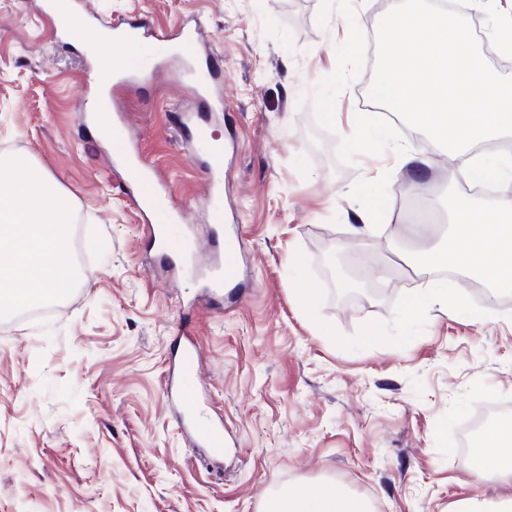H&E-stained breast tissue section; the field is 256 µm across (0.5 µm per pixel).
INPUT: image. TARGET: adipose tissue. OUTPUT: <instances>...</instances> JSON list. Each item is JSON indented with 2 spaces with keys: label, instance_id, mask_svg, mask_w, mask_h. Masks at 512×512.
<instances>
[{
  "label": "adipose tissue",
  "instance_id": "ef3b65f1",
  "mask_svg": "<svg viewBox=\"0 0 512 512\" xmlns=\"http://www.w3.org/2000/svg\"><path fill=\"white\" fill-rule=\"evenodd\" d=\"M81 48L104 69L97 74L94 91L87 104L91 133L104 143H112L116 136L112 125L110 93L119 77V71L109 61L125 49L112 31L98 30L92 39H84L82 31H73ZM471 459L482 468H488L500 479L512 481V425L495 424L475 440ZM265 512H363L348 495L335 487L321 485L300 487L295 490L266 498Z\"/></svg>",
  "mask_w": 512,
  "mask_h": 512
}]
</instances>
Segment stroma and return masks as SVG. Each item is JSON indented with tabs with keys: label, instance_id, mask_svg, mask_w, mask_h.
Here are the masks:
<instances>
[{
	"label": "stroma",
	"instance_id": "1",
	"mask_svg": "<svg viewBox=\"0 0 512 512\" xmlns=\"http://www.w3.org/2000/svg\"><path fill=\"white\" fill-rule=\"evenodd\" d=\"M44 2L0 0V154L59 181L83 278L39 320L0 317V512H263L267 496L323 482L371 512H485L512 498V481L476 478L456 440L490 401L512 399V296L488 301L464 275L411 258L447 227L440 208L409 225L414 205L467 183L399 118L384 127L428 159L426 193L387 149L353 151L323 120L332 105L375 123L366 52L391 0H73L92 31L135 18L202 26L192 63L147 39L145 80L118 104L121 135L201 254L217 232L239 238L238 286L212 297L191 255L154 246L111 146L86 123L95 65L55 41ZM218 141L230 150L226 193L213 196L205 145ZM378 168L392 216L359 233ZM336 243L378 296L340 302L325 273ZM184 336L204 351L207 403L229 432L220 457L185 437L167 402Z\"/></svg>",
	"mask_w": 512,
	"mask_h": 512
}]
</instances>
